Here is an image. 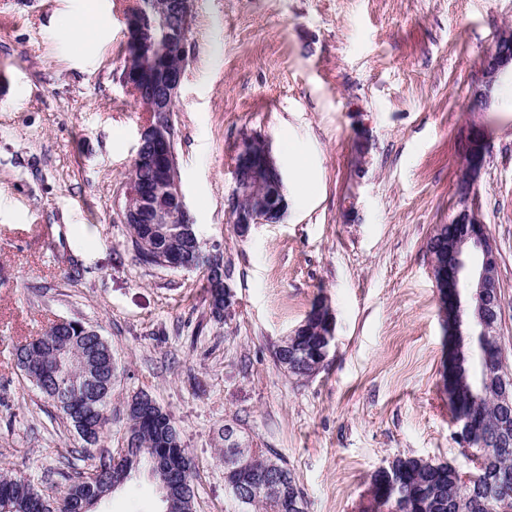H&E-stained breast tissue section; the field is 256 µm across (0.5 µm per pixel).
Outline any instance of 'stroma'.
Listing matches in <instances>:
<instances>
[{
	"mask_svg": "<svg viewBox=\"0 0 512 512\" xmlns=\"http://www.w3.org/2000/svg\"><path fill=\"white\" fill-rule=\"evenodd\" d=\"M83 0H0V475L65 490L122 446L124 405L146 392L194 463L195 512H232L224 430L272 449L309 512H365L396 456L472 471L443 387L448 342L426 245L462 206L500 260L497 332L512 368V81L491 111L471 83L512 0H195L173 121L182 189L240 305L214 321L202 271L138 264L117 214L145 121L116 80L125 0L82 47L63 30ZM486 131V165L459 192L461 145ZM262 136L284 184L289 138L312 188L275 224L237 236L227 198L237 146ZM324 300L335 339L316 375L275 363ZM66 318L112 347V423L82 448L17 367L15 348ZM95 512H163L140 477Z\"/></svg>",
	"mask_w": 512,
	"mask_h": 512,
	"instance_id": "35a3bbf8",
	"label": "stroma"
}]
</instances>
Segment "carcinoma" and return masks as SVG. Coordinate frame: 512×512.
<instances>
[{
  "instance_id": "obj_1",
  "label": "carcinoma",
  "mask_w": 512,
  "mask_h": 512,
  "mask_svg": "<svg viewBox=\"0 0 512 512\" xmlns=\"http://www.w3.org/2000/svg\"><path fill=\"white\" fill-rule=\"evenodd\" d=\"M319 326L320 322L311 319L303 333L286 337L275 350L276 362L287 353L291 356V364L286 366L289 373L312 375L308 359L309 352L321 341ZM488 345L487 358L464 357L462 379L448 396L453 414L464 412L477 423V433L470 443L474 470L468 482L461 481L460 469L450 463L396 456L373 473L365 512H512V494L504 492L512 479V417L504 418L493 389H488L478 402L471 395L478 381L507 372L497 337H490ZM87 350L95 352L93 364L102 379H109L111 346L78 321L69 336L57 335L50 325L41 335L15 348L19 369L66 418L85 448L98 445L112 421V394L106 395L100 411L93 412L86 408L81 394L60 391L71 375L82 371L78 354ZM127 432L138 441L137 455L122 459L129 469L128 479L146 477L156 484L161 496L179 503V512H195L196 494L190 473L153 468L156 457L171 459L186 452L169 414L155 404L145 414L128 417ZM232 462L241 465L242 470L230 472L227 464ZM224 464V482L236 512H307L303 490L278 455L244 441L226 439ZM272 471L280 474L279 489L246 482L252 472ZM112 492V465L102 462L77 473L66 492L54 497L36 490L21 475L1 477L0 512H71L73 501L81 502L85 512H92Z\"/></svg>"
}]
</instances>
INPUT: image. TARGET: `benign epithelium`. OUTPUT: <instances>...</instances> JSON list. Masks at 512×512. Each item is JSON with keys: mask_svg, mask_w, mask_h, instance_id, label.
<instances>
[{"mask_svg": "<svg viewBox=\"0 0 512 512\" xmlns=\"http://www.w3.org/2000/svg\"><path fill=\"white\" fill-rule=\"evenodd\" d=\"M195 0H152L149 7L132 0L124 14L126 56L119 67V82L139 101L146 120L140 133L133 168L151 167L156 181L148 188L131 176L125 182V201L119 210L123 224H147L149 228L136 238L138 249L151 255L163 241L186 235L192 223L182 190L176 152L173 112L180 96L188 60L189 33ZM512 65V31L503 30L491 54L485 59L474 81L472 104L488 111L493 104L492 90ZM487 146L484 138L470 133L462 156V195L469 194L484 168ZM236 165L239 174L228 206L233 213L238 237L249 235L257 224L278 222L286 211L283 176L265 140L248 135L240 142ZM452 234L448 249L433 257L432 270L438 288L440 310L448 326L451 344L448 352L447 379L454 376L453 356L457 338L468 333L490 335L499 319V258L486 225L478 213L460 209L449 221ZM222 253L206 251L196 243L193 265L212 267ZM219 287L224 289V319L231 318L237 299L231 275L221 273ZM334 340V326L312 350L313 366L326 360ZM98 376L86 373L72 379L69 390L92 389Z\"/></svg>", "mask_w": 512, "mask_h": 512, "instance_id": "obj_1", "label": "benign epithelium"}]
</instances>
